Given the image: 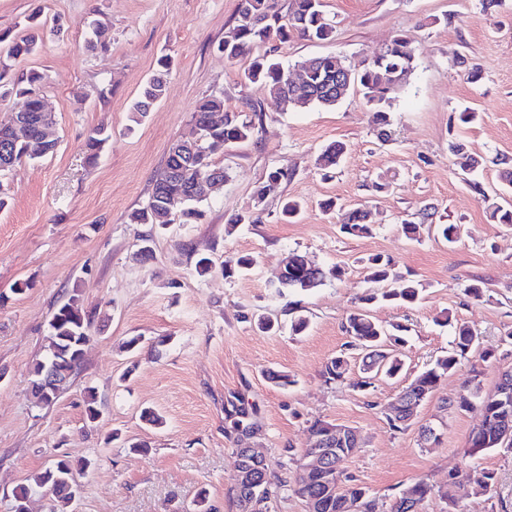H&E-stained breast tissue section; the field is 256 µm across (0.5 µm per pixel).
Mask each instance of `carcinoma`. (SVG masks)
I'll list each match as a JSON object with an SVG mask.
<instances>
[{"mask_svg": "<svg viewBox=\"0 0 512 512\" xmlns=\"http://www.w3.org/2000/svg\"><path fill=\"white\" fill-rule=\"evenodd\" d=\"M334 25L325 16L322 0H288L287 14H282L278 0H240L236 25L218 44L224 58L232 63L247 61L241 73V79L247 86L257 88L272 100H287L300 109L311 106L333 108L340 101L337 91L336 70L348 69L357 75L363 99L374 114L377 137L383 141L391 136L390 121L386 106L391 101V94L406 86L415 68V48L412 41L403 34L396 35L386 45L376 59L359 66L345 63L335 55H323L308 58L293 68L285 64L276 52L278 46L294 37L307 40L329 41L333 39ZM36 48L32 37L14 42L8 54L13 58L27 56ZM170 61L163 58L158 62V69L149 78L138 98L129 109V121L140 124L165 95ZM302 71L307 78L308 95L291 97V82L296 71ZM44 75L30 71L12 83V92L16 106L25 110L30 117L32 128L28 138L15 141L8 133L9 125L0 126V175H5L24 161H35L45 157L41 149L42 136L38 121L42 116L40 85ZM248 111L230 110L225 106L224 94L212 91L202 96L192 112L189 129L177 141L194 147L185 150L178 146L167 151L165 163L157 173L149 194L150 202L129 215L131 224L154 223V205L177 197L181 204L180 217L184 224H197L205 216V206L210 197L196 191V182L201 167L206 166L222 173L229 179L226 168L218 166L213 156L224 151V147L243 143L251 139L257 125L263 121L261 104L248 100ZM109 140L106 128L93 129L85 141L86 160L93 163ZM450 150L459 160L460 169L466 174L476 173L483 164L481 156L470 151L463 140L451 143ZM344 143L336 141L328 145L317 158V165L323 176L331 177L335 173L343 154ZM290 172L284 167L271 169L266 180L255 194L256 207H261L266 198L278 191L281 184L288 180ZM489 219L494 224H512V207H504L493 202L487 207ZM370 211L355 208L341 214V231L350 236L372 235ZM436 237L450 245L461 239V225L437 224L434 228ZM253 258L246 255L228 256L224 259V276L230 278L238 271L249 268ZM365 282L370 284L368 290L357 298V311L349 314L343 325L350 341L347 347L366 348L369 361L383 357L386 366L383 374L394 377L403 368L402 361L395 351L384 349L387 338L396 344L406 342L405 335L409 328L404 324H393L385 329L367 314L366 307L375 302L388 301L400 306L413 304L422 290L420 281L409 272H402L388 256L374 255L364 264ZM344 269L336 266L328 271L306 268V258L293 253L285 268L282 280L274 288L283 296L290 290L308 291L324 282L331 275L340 277ZM95 315L84 309L78 293H72L61 304L49 322L48 351L31 368L33 378H38L55 360L66 363L70 376H75L81 369L83 349L92 339V327ZM448 331L452 336L448 354L438 358L435 363L419 372L405 387L414 399L429 397L439 387L442 379L455 370L475 347L477 331L465 323L452 321L445 317ZM351 353L342 352L330 359L325 365L323 375L329 382L344 378L349 371ZM461 410L478 405L486 412L483 425L472 432L470 437V454H478L493 448L512 449V439L500 437L502 426L512 424V415L506 416L491 401L488 392L483 390L478 374L471 375L455 400ZM256 414L255 405L241 394L228 401L224 407V419L228 428L235 432H244L252 425ZM88 463L70 459H59L54 466L39 478L36 485L46 489L55 499L69 504L73 501L68 487L79 484L77 476L84 473ZM470 478L474 484L489 490L494 487L496 477L493 472L473 467ZM253 480L270 491L273 496L290 492L302 501L315 502L316 512H403L398 502L383 507L379 500L366 492V488L356 483V479L340 470L304 471V474L288 470V464L280 465V471L269 470L264 464L253 469Z\"/></svg>", "mask_w": 512, "mask_h": 512, "instance_id": "carcinoma-1", "label": "carcinoma"}]
</instances>
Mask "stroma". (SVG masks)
Listing matches in <instances>:
<instances>
[{"label":"stroma","mask_w":512,"mask_h":512,"mask_svg":"<svg viewBox=\"0 0 512 512\" xmlns=\"http://www.w3.org/2000/svg\"><path fill=\"white\" fill-rule=\"evenodd\" d=\"M240 0H0V66L11 74L42 72L41 94L56 117L57 148L48 157L17 166L0 177V512H11L12 490L34 485L62 457L90 458L81 494L69 506L32 494L30 512H197L205 492L213 512H232L225 497L237 476L234 447L260 449L271 469L296 470L310 445L309 426L321 419L349 426L362 442L340 463L341 470L382 502L424 478L435 491L420 512H512V450L469 456L480 408H444L464 381L479 372L484 389L512 367V226L489 223L484 198H496L502 183L498 159H512V0H323L335 26L330 41L293 39L279 53L288 65L336 55L355 64L375 56L396 33L413 42L417 67L391 101V132L379 140L373 114L359 89L332 109H296L264 99L241 81L242 64L229 63L216 46L233 27ZM111 37L105 51H89L94 23ZM36 35L37 50L15 60L12 42ZM173 64L163 99L139 126L128 108L162 55ZM478 64L471 79L460 57ZM109 85L99 98L95 89ZM220 91L231 109L260 102L262 129L246 143L226 148L214 161L230 178L197 224L171 219L152 243L153 258L133 254L147 225L129 214L148 200L153 178L171 141L186 131L196 101ZM478 121L458 124L463 110ZM105 125L108 143L95 164H86L83 144L90 130ZM461 138L487 166L472 188L448 145ZM340 141L347 150L332 178H323L316 158ZM291 176L267 197L262 220L227 232V220L253 211L255 190L269 169ZM389 183L385 193L373 181ZM304 202L293 223L280 219L283 197ZM365 204L372 235L340 232L321 201ZM435 206L432 223L417 239L400 221ZM461 225L455 245L435 239L432 224ZM341 278L297 293L310 326L292 335L285 301L272 284L290 253ZM249 255V269L227 278L198 277L197 257L223 261ZM382 254L412 272L424 290L412 307H373L376 321L410 328L400 375L378 379L368 393L353 388L360 374L325 381L327 361L344 350L342 329L366 282L362 258ZM481 282L485 295L469 299L466 285ZM78 292L95 312V338L83 367L50 406L31 394V367L47 349L54 309ZM278 319L280 333L267 335L251 315ZM479 333V344L418 409L414 425L390 430L392 401L416 374L446 354L450 336L443 316ZM141 342L134 351L125 345ZM273 369L291 375L280 389L265 377ZM95 390L102 416L86 423L84 399ZM245 393L257 407L252 431L238 444L224 436V399ZM162 415L163 426L147 425L143 409ZM440 424V439L422 444L421 424ZM147 443L145 453L130 443ZM294 450L285 461L282 450ZM494 471L491 491H471L448 506L438 490L449 472L465 462Z\"/></svg>","instance_id":"stroma-1"}]
</instances>
